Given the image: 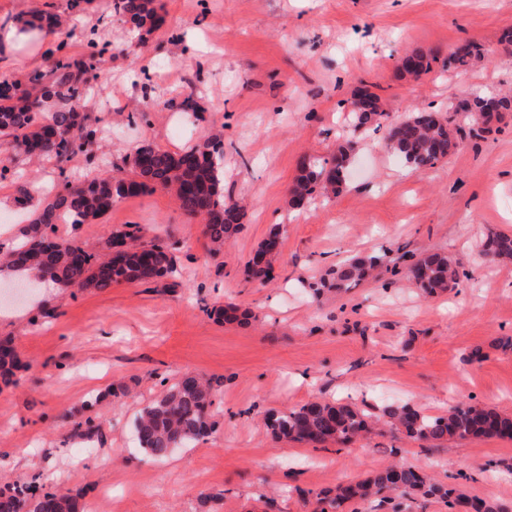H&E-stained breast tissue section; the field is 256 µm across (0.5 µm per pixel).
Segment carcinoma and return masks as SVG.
Masks as SVG:
<instances>
[{
  "instance_id": "cac0c4a2",
  "label": "carcinoma",
  "mask_w": 512,
  "mask_h": 512,
  "mask_svg": "<svg viewBox=\"0 0 512 512\" xmlns=\"http://www.w3.org/2000/svg\"><path fill=\"white\" fill-rule=\"evenodd\" d=\"M154 0H113L115 14L143 27L153 20ZM104 51L91 49L79 58L59 57L46 71L31 74L27 81H0V143L8 155L0 160V173L7 164L20 158L55 156L68 159L83 155L95 157L99 131L87 122V116L72 108L47 112L49 102L79 103L89 91L88 77H97L105 64ZM481 46L473 45L455 56L452 63L466 68L481 59ZM512 112V95L490 98L475 96L469 112L475 121L485 122L488 109ZM384 112L370 93L358 94L352 103L356 127L382 126ZM386 127L385 146L409 168L420 170L436 165L455 151L459 142L451 120L417 113ZM223 143L210 136L181 153H171L151 145L140 147L131 159L134 177L96 176L83 182L65 177L40 206L29 214L24 225L25 244L0 251V271L29 272L27 284L36 287L52 281L59 294L73 296L88 289L106 290L114 285L158 282L178 274L173 252L161 241L145 239V229L126 224L112 232L104 252L93 254L75 241L56 240L46 230L61 222L92 224L112 204L148 189L160 187L174 191L179 208L190 217L205 220L204 233L211 243L210 254L223 252L224 243L242 227V206L224 198ZM350 158L339 146L332 161L306 156L292 190V204L303 207L316 196L335 195L346 183ZM280 239L273 228L257 248L264 258L261 266L247 263L252 279L270 277L277 251L269 244ZM484 253L494 263H512V235L491 232L484 242ZM381 258L354 257L332 272V281H321L315 292L329 286L348 291L367 279ZM406 277L418 283L426 293L445 292L457 284L458 266L448 256L427 253L411 264ZM24 368L11 340H0V384L16 383V371ZM216 388L192 373L179 376L157 400L143 408L134 424L138 447L155 460L167 458L172 450L203 440L214 432L212 406ZM374 423L390 429H403L430 446L470 436L512 439V415L492 408L459 402L437 415H424L412 406L386 405L379 413H370L350 403L310 401L275 413L267 418V427L279 439L308 445L334 443L346 446L370 430ZM392 494L405 500L440 499L448 512H499L496 505L471 499L456 489L434 481L422 469L411 464H390L372 477L316 495V512H344L354 501ZM0 512H86V504L77 496L40 493L32 486L0 487Z\"/></svg>"
}]
</instances>
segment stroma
I'll return each mask as SVG.
<instances>
[{"mask_svg":"<svg viewBox=\"0 0 512 512\" xmlns=\"http://www.w3.org/2000/svg\"><path fill=\"white\" fill-rule=\"evenodd\" d=\"M157 28L140 36L112 0H0V30L55 15L36 39H0V78L26 81L88 43L106 59L82 110L102 130L93 161L43 156L10 164L1 184L0 249L22 238L17 186L62 177L131 176L129 150L178 152L224 135V193L244 201L240 232L211 257L200 219L163 189L117 200L92 224L55 236L101 252L113 230L152 225L174 243L175 287L122 284L59 295L44 286L0 310L24 370L0 389V484L35 483L96 501L122 487L118 512H313L315 495L372 476L389 462L432 465L436 479L512 512V440L469 437L430 449L376 431L350 446L280 441L269 414L314 398L355 405L411 402L435 415L465 401L512 414V265L482 254L488 232L512 234V112L490 127L456 117L459 148L434 167L408 168L382 132L350 121L358 91L389 121L447 115L475 94L512 90V0H155ZM486 49L466 71L448 59ZM434 55L420 77L401 57ZM352 147L348 182L330 201L296 209L303 157ZM283 234L271 278L246 262L273 225ZM461 265L456 288L434 296L403 276L423 252ZM357 255H379L375 279L313 300L308 286ZM232 304L246 320H218ZM217 382L215 432L154 460L134 421L181 374ZM93 420L90 444L71 436Z\"/></svg>","mask_w":512,"mask_h":512,"instance_id":"obj_1","label":"stroma"}]
</instances>
